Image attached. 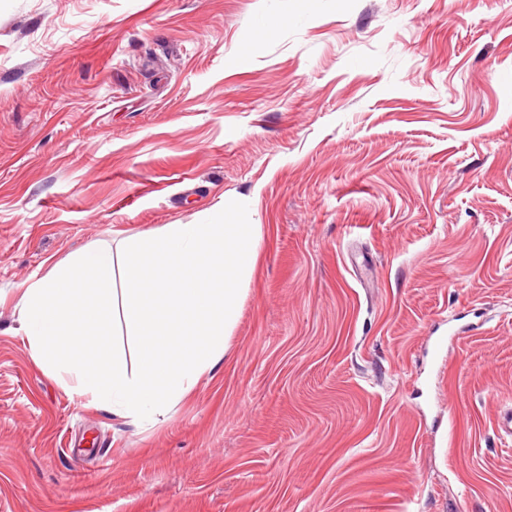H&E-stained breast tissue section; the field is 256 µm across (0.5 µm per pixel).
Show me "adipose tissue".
Wrapping results in <instances>:
<instances>
[{
	"instance_id": "1",
	"label": "adipose tissue",
	"mask_w": 512,
	"mask_h": 512,
	"mask_svg": "<svg viewBox=\"0 0 512 512\" xmlns=\"http://www.w3.org/2000/svg\"><path fill=\"white\" fill-rule=\"evenodd\" d=\"M261 239L219 217L76 251L18 297L34 362L82 405L159 423L227 354Z\"/></svg>"
}]
</instances>
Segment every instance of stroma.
Masks as SVG:
<instances>
[{"label":"stroma","instance_id":"obj_1","mask_svg":"<svg viewBox=\"0 0 512 512\" xmlns=\"http://www.w3.org/2000/svg\"><path fill=\"white\" fill-rule=\"evenodd\" d=\"M263 228L165 421L32 360L113 232ZM512 0H0V512H512Z\"/></svg>","mask_w":512,"mask_h":512}]
</instances>
